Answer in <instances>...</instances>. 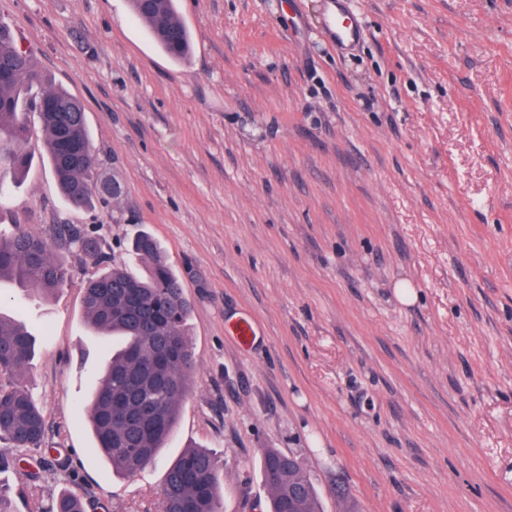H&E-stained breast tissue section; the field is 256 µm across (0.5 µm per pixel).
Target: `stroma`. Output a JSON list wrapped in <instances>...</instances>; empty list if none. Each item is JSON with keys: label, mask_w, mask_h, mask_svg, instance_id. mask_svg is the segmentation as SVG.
I'll return each mask as SVG.
<instances>
[{"label": "stroma", "mask_w": 512, "mask_h": 512, "mask_svg": "<svg viewBox=\"0 0 512 512\" xmlns=\"http://www.w3.org/2000/svg\"><path fill=\"white\" fill-rule=\"evenodd\" d=\"M344 2L360 37L326 33ZM179 62L127 0H0L53 86L85 108L120 195L75 209L35 162L0 182V235L96 225L112 260L152 233L192 302L197 366L166 448L113 473L85 406L112 345L85 323L100 271L0 314L36 338L27 386L89 512H159L186 448L224 463L223 512H263L262 449L293 455L323 512H512V0H177ZM417 291L414 304L395 294ZM252 316L250 348L227 333ZM16 512L66 482L0 473Z\"/></svg>", "instance_id": "35a3bbf8"}]
</instances>
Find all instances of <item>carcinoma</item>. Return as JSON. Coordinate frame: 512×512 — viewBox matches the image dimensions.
<instances>
[{"label": "carcinoma", "mask_w": 512, "mask_h": 512, "mask_svg": "<svg viewBox=\"0 0 512 512\" xmlns=\"http://www.w3.org/2000/svg\"><path fill=\"white\" fill-rule=\"evenodd\" d=\"M136 18L170 56L186 58L190 35L177 17L175 0H129ZM25 55L22 74L0 80V168H9L21 179L33 162L26 149L29 122L38 119L45 137L46 160L52 167L65 200L75 208L89 207L112 193L105 189L96 169L90 132L82 104L63 88L43 78L35 59L18 45L15 32L0 19V71ZM49 98L54 110H43L38 101ZM75 131L78 143H65L64 132ZM92 227L60 224L53 242L41 234L21 230L0 238V282L14 281L28 297H45L64 287L67 266L54 257L53 248L84 253L104 266L88 281L83 294L87 325L104 337L120 340L101 369L87 407L97 447L120 476L133 475L164 447L178 422L182 403L190 390L197 361L189 338L190 302L180 277L162 256L157 239L143 232L132 242L135 260L147 263L143 273L112 262L97 248ZM35 340L27 326L0 314V471L34 460L39 470L32 481L75 476L70 465L45 447L47 424L34 397L15 378L31 364ZM165 382L167 389L156 401V417L140 419L116 406L121 394L133 395L139 387ZM283 453L266 448L260 473L267 488L268 512H285L288 480L304 482V475L283 466L269 480L272 466ZM223 463L211 452L190 447L167 469L163 482L162 512H220L223 496ZM87 498L66 491L39 507V512H87ZM296 512H321L314 486H305Z\"/></svg>", "instance_id": "obj_1"}]
</instances>
